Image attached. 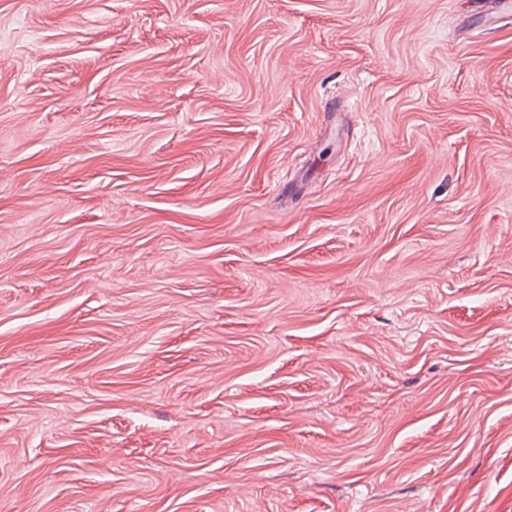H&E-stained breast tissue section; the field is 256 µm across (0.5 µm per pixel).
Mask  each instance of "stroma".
I'll use <instances>...</instances> for the list:
<instances>
[{
	"label": "stroma",
	"mask_w": 512,
	"mask_h": 512,
	"mask_svg": "<svg viewBox=\"0 0 512 512\" xmlns=\"http://www.w3.org/2000/svg\"><path fill=\"white\" fill-rule=\"evenodd\" d=\"M0 512H512L496 0H0Z\"/></svg>",
	"instance_id": "35a3bbf8"
}]
</instances>
